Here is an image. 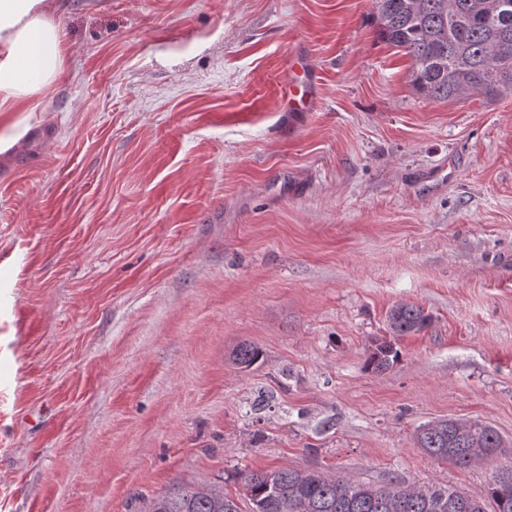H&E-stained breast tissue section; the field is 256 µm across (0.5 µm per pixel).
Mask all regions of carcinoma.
<instances>
[{"instance_id": "obj_1", "label": "carcinoma", "mask_w": 512, "mask_h": 512, "mask_svg": "<svg viewBox=\"0 0 512 512\" xmlns=\"http://www.w3.org/2000/svg\"><path fill=\"white\" fill-rule=\"evenodd\" d=\"M382 41L412 61L411 83L436 101L480 96L495 101L512 95V0H375ZM429 315L415 304H399L388 314L393 334L422 330ZM259 349L243 342L232 352L248 368ZM399 357L395 346L371 340L365 368L381 374ZM428 455L459 467L501 452L500 435L479 421L457 420L423 426L416 437ZM248 501L259 499L265 512H512V465L500 468L479 491L393 482L364 483L347 474L288 466L241 475ZM145 512H242L237 500L212 484H174L152 498Z\"/></svg>"}]
</instances>
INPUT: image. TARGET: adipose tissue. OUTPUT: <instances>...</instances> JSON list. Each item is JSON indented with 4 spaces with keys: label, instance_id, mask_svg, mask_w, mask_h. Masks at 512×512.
<instances>
[{
    "label": "adipose tissue",
    "instance_id": "ef3b65f1",
    "mask_svg": "<svg viewBox=\"0 0 512 512\" xmlns=\"http://www.w3.org/2000/svg\"><path fill=\"white\" fill-rule=\"evenodd\" d=\"M50 0H0V112H25L64 69Z\"/></svg>",
    "mask_w": 512,
    "mask_h": 512
}]
</instances>
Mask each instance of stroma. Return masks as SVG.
Returning <instances> with one entry per match:
<instances>
[{"label": "stroma", "instance_id": "stroma-1", "mask_svg": "<svg viewBox=\"0 0 512 512\" xmlns=\"http://www.w3.org/2000/svg\"><path fill=\"white\" fill-rule=\"evenodd\" d=\"M52 2L64 71L0 112V512L240 499L284 465L477 491L512 464V96L417 94L374 0ZM298 55L317 106L290 113ZM401 303L431 323L368 372ZM446 418L503 454L430 457ZM398 357L399 352L391 342L375 338L369 345L365 368L374 374H381L388 370ZM457 424L438 421L423 426L416 437L428 455L459 467H468L501 453L500 435L479 421L455 419ZM237 500L224 494V487L198 483L174 484L152 498L144 512H242Z\"/></svg>", "mask_w": 512, "mask_h": 512}]
</instances>
